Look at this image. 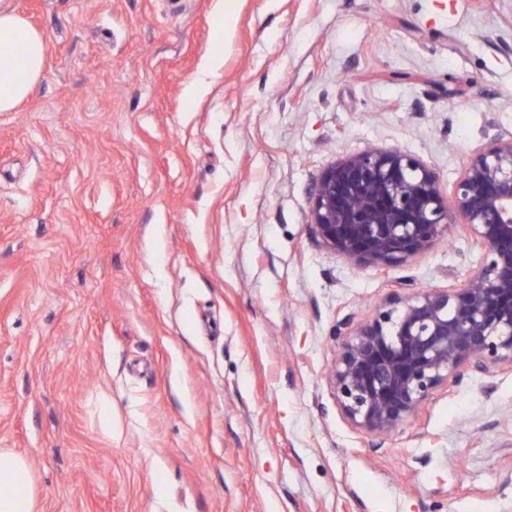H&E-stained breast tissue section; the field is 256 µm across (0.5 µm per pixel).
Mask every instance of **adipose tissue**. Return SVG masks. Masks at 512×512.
<instances>
[{
  "label": "adipose tissue",
  "mask_w": 512,
  "mask_h": 512,
  "mask_svg": "<svg viewBox=\"0 0 512 512\" xmlns=\"http://www.w3.org/2000/svg\"><path fill=\"white\" fill-rule=\"evenodd\" d=\"M0 112L13 111L41 79L46 45L41 33L19 15L11 0H0ZM0 512H34V492L26 460L0 451Z\"/></svg>",
  "instance_id": "adipose-tissue-1"
}]
</instances>
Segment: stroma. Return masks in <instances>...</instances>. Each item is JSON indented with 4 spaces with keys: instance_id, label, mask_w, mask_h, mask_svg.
Here are the masks:
<instances>
[{
    "instance_id": "obj_1",
    "label": "stroma",
    "mask_w": 512,
    "mask_h": 512,
    "mask_svg": "<svg viewBox=\"0 0 512 512\" xmlns=\"http://www.w3.org/2000/svg\"><path fill=\"white\" fill-rule=\"evenodd\" d=\"M13 4L48 57L0 112V448L38 512H512V368L383 440L325 379L339 321L482 248L455 226L376 270L308 224L341 156L448 194L512 133V0Z\"/></svg>"
}]
</instances>
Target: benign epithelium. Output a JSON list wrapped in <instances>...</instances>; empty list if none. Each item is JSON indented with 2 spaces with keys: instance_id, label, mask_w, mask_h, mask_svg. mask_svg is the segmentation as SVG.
<instances>
[{
  "instance_id": "7a95c632",
  "label": "benign epithelium",
  "mask_w": 512,
  "mask_h": 512,
  "mask_svg": "<svg viewBox=\"0 0 512 512\" xmlns=\"http://www.w3.org/2000/svg\"><path fill=\"white\" fill-rule=\"evenodd\" d=\"M454 215L484 251L476 274L458 288L393 292L366 322L336 324L341 350L327 381L363 434L388 437L463 367L512 368V133L470 157L449 198L430 168L394 149L343 157L314 184L317 242L362 267L427 252Z\"/></svg>"
}]
</instances>
